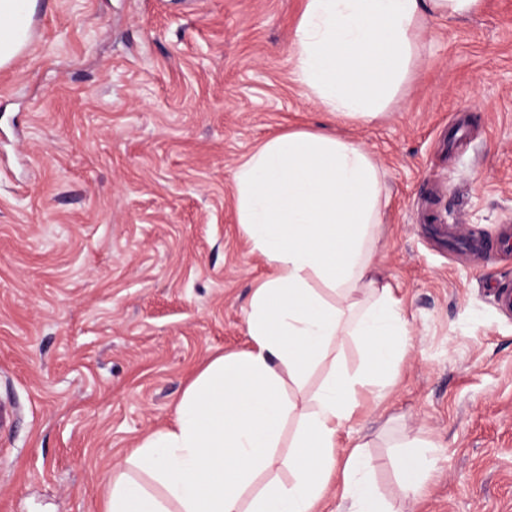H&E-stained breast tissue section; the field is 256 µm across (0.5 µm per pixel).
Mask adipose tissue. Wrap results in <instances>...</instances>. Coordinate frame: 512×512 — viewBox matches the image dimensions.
Masks as SVG:
<instances>
[{
  "mask_svg": "<svg viewBox=\"0 0 512 512\" xmlns=\"http://www.w3.org/2000/svg\"><path fill=\"white\" fill-rule=\"evenodd\" d=\"M482 0H305L294 80L325 112L377 118L408 78L425 19L460 18ZM38 0H0V67L28 47ZM237 221L269 268L254 289L249 346L212 358L183 392L171 425L112 473L102 512H319L341 474L349 512H385L362 444L337 458L363 390L383 392L408 344L407 321L374 261L383 209L380 171L357 143L319 130L275 135L234 172ZM363 373L330 357L345 337ZM331 370L306 393L310 373ZM303 391L301 401L286 384ZM298 426L281 454L289 420ZM287 468L281 482L273 472Z\"/></svg>",
  "mask_w": 512,
  "mask_h": 512,
  "instance_id": "adipose-tissue-1",
  "label": "adipose tissue"
}]
</instances>
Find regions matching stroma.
I'll return each instance as SVG.
<instances>
[{
    "label": "stroma",
    "instance_id": "obj_1",
    "mask_svg": "<svg viewBox=\"0 0 512 512\" xmlns=\"http://www.w3.org/2000/svg\"><path fill=\"white\" fill-rule=\"evenodd\" d=\"M303 0H38L0 68V512H101L211 358L247 349L267 273L233 173L269 137L331 128L383 174L376 263L409 347L341 437L390 512H512V259L450 249L512 220V0L427 20L382 117L336 120L292 79ZM432 443L403 495L397 445Z\"/></svg>",
    "mask_w": 512,
    "mask_h": 512
}]
</instances>
